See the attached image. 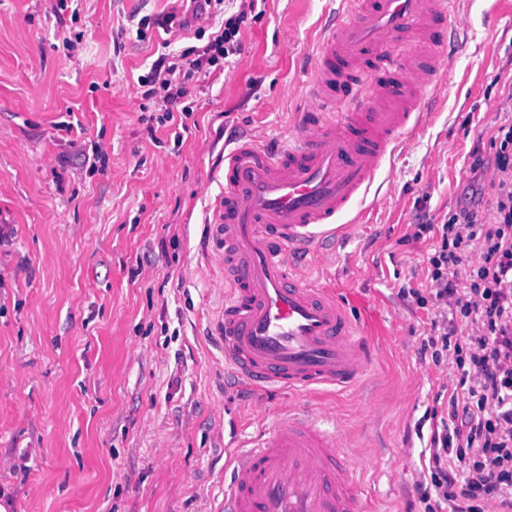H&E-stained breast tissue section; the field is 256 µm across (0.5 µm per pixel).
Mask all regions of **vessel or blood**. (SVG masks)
<instances>
[{"label": "vessel or blood", "instance_id": "vessel-or-blood-1", "mask_svg": "<svg viewBox=\"0 0 512 512\" xmlns=\"http://www.w3.org/2000/svg\"><path fill=\"white\" fill-rule=\"evenodd\" d=\"M458 0H335L313 53L305 113L274 148L252 136L224 152L206 238L223 273L212 335L224 365L255 390H346L367 373L374 342L335 291L314 286V246L350 233L364 198L422 102L445 75ZM295 407L227 453L224 512H365L339 432Z\"/></svg>", "mask_w": 512, "mask_h": 512}]
</instances>
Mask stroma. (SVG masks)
Returning a JSON list of instances; mask_svg holds the SVG:
<instances>
[{
	"label": "stroma",
	"instance_id": "stroma-1",
	"mask_svg": "<svg viewBox=\"0 0 512 512\" xmlns=\"http://www.w3.org/2000/svg\"><path fill=\"white\" fill-rule=\"evenodd\" d=\"M0 0V505L14 512H221L224 443L269 430L288 405L323 407L345 438L367 512H448L431 482L437 396L454 362L421 348L437 243L419 225L488 211L470 170L512 122V0H461L444 92L427 103L363 202L362 221L312 259L379 345L368 380L335 393L255 392L208 325L224 309L203 220L232 133L272 144L306 100L329 0H266L237 54L191 83L182 143L138 76L159 35L131 13L173 0ZM83 39L75 46L67 40ZM81 121L83 133L65 125ZM102 150L107 171L86 155Z\"/></svg>",
	"mask_w": 512,
	"mask_h": 512
}]
</instances>
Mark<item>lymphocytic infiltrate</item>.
I'll return each mask as SVG.
<instances>
[{"instance_id": "1", "label": "lymphocytic infiltrate", "mask_w": 512, "mask_h": 512, "mask_svg": "<svg viewBox=\"0 0 512 512\" xmlns=\"http://www.w3.org/2000/svg\"><path fill=\"white\" fill-rule=\"evenodd\" d=\"M190 18L176 12L145 15L136 34L155 26L166 35L194 29L209 41L195 58L163 53L139 82L146 97H159L163 123L188 115L189 81L210 75L220 60L239 50L238 35L259 0L236 13L225 0H189ZM222 15L218 30L191 27V18ZM492 222H478L475 212L460 211L438 225V246L428 258L425 291L443 311L430 322L426 346L440 348L455 363L458 380L440 419L429 458L433 482L449 512H512V124L496 130Z\"/></svg>"}]
</instances>
